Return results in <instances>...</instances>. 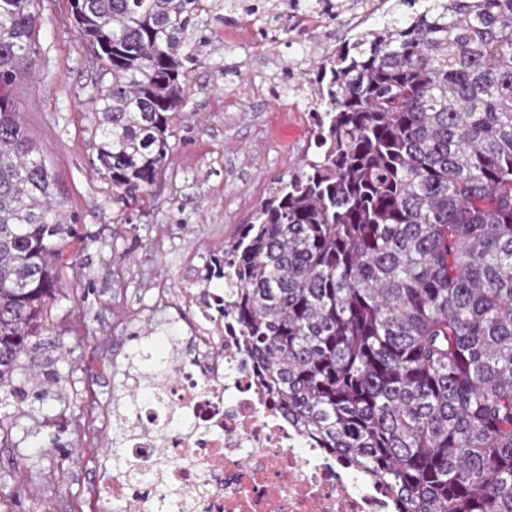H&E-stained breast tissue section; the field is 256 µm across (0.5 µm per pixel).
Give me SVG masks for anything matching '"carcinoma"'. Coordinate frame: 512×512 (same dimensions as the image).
<instances>
[{
	"label": "carcinoma",
	"mask_w": 512,
	"mask_h": 512,
	"mask_svg": "<svg viewBox=\"0 0 512 512\" xmlns=\"http://www.w3.org/2000/svg\"><path fill=\"white\" fill-rule=\"evenodd\" d=\"M374 0H324V11ZM382 26L317 65L316 152L275 182L192 282L232 321L288 422L386 481L407 512H512V0H380ZM300 0L271 4L279 20ZM40 0H0V405L46 401L32 339L78 219L10 93L38 58ZM108 85L97 171L148 200L187 102L207 0H70ZM224 287L210 291L213 280ZM151 336L147 379L191 352ZM112 454L136 477L122 433Z\"/></svg>",
	"instance_id": "1"
}]
</instances>
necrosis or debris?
Masks as SVG:
<instances>
[{
  "mask_svg": "<svg viewBox=\"0 0 512 512\" xmlns=\"http://www.w3.org/2000/svg\"><path fill=\"white\" fill-rule=\"evenodd\" d=\"M180 299L193 314L192 366L166 379L161 407L111 411L146 462L139 512H400L385 485L288 423L256 364L226 359L238 338L199 290Z\"/></svg>",
  "mask_w": 512,
  "mask_h": 512,
  "instance_id": "1",
  "label": "necrosis or debris"
}]
</instances>
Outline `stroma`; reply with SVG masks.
I'll return each mask as SVG.
<instances>
[{"label": "stroma", "instance_id": "stroma-1", "mask_svg": "<svg viewBox=\"0 0 512 512\" xmlns=\"http://www.w3.org/2000/svg\"><path fill=\"white\" fill-rule=\"evenodd\" d=\"M39 58L11 88L20 120L58 180V198L79 218L78 238L59 265L62 291L48 307L36 355L62 377L54 400L27 385V416L0 420V502L10 512H85L102 469H115L116 431L103 408L125 380L129 356L155 328L156 356L169 352L171 328L188 341L191 320L178 291L206 257L295 169L310 145L304 107L307 69L326 59L350 29L378 27L384 12L324 24L299 45L281 24L250 16L252 39L227 41L232 13L204 14L188 38L190 94L170 128L172 152L143 210L123 209L109 178L94 169L99 140L92 99L99 67L82 43L69 0H41ZM51 444L32 449L31 432ZM32 499L14 498L16 482Z\"/></svg>", "mask_w": 512, "mask_h": 512}]
</instances>
